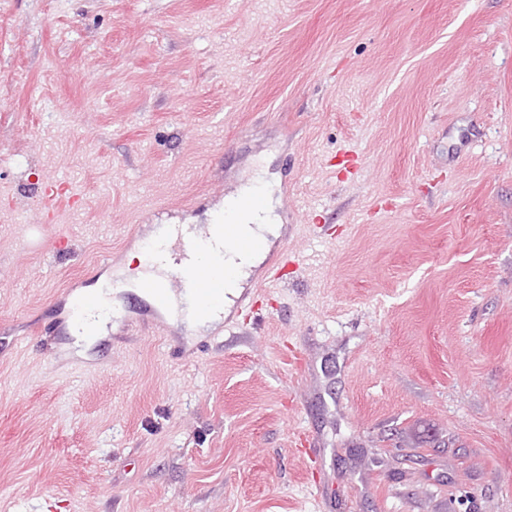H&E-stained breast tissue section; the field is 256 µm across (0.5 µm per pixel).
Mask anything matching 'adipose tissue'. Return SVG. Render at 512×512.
<instances>
[{"label": "adipose tissue", "mask_w": 512, "mask_h": 512, "mask_svg": "<svg viewBox=\"0 0 512 512\" xmlns=\"http://www.w3.org/2000/svg\"><path fill=\"white\" fill-rule=\"evenodd\" d=\"M250 193V188L245 187L225 200V227L207 226L206 232L210 235L212 243L196 255L199 263L224 277L226 295L224 299L216 301L209 317L211 324L214 325L221 322L225 308L231 305L233 297L239 296L244 284L264 258L263 251L237 249V242L250 239L267 242L279 237L281 232V226L277 224L269 208H260L246 216L239 213L238 203L241 197Z\"/></svg>", "instance_id": "obj_1"}]
</instances>
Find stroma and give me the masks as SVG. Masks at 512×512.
Returning <instances> with one entry per match:
<instances>
[{
  "instance_id": "1",
  "label": "stroma",
  "mask_w": 512,
  "mask_h": 512,
  "mask_svg": "<svg viewBox=\"0 0 512 512\" xmlns=\"http://www.w3.org/2000/svg\"><path fill=\"white\" fill-rule=\"evenodd\" d=\"M249 184L190 334L128 256ZM0 512H512V0H0ZM254 191L252 187H245L225 200L224 209L227 214L224 220L227 223L225 229L209 224L198 234L197 229L191 228L187 224H183L179 229L169 224H161L153 226L149 231L151 238L160 243L171 235L181 232L182 234L177 233L169 241L165 249L182 256L194 253L198 249L197 240L189 236L203 238L205 234H210L211 239L216 240V246L204 247L195 255V258L213 272L224 275V280L194 264H183L175 269V275L179 282L189 281L199 286L195 301L202 316H206L213 302L224 294V285L227 288L224 299L216 301L213 312L208 316V322H211L210 327L221 322L225 309L232 304L231 297L239 296L244 284L254 274L265 255L262 250H239L234 247V243L250 239H260L269 243L271 238L280 236L282 226L277 224V220L268 206L246 216L238 212L240 199L253 194ZM224 231H226V239L223 237ZM223 239L224 256L221 251ZM104 305V300L102 297L94 295L92 293H86L78 296L75 301V310L77 316L84 314L85 312L100 308ZM105 316L102 311L98 312H87L85 316L75 322L73 331L76 336L82 335L83 337L87 336V329L91 328L95 331V335L103 329L102 323L105 321ZM104 324V323H103ZM102 326V328H101ZM79 336L80 338H83Z\"/></svg>"
}]
</instances>
